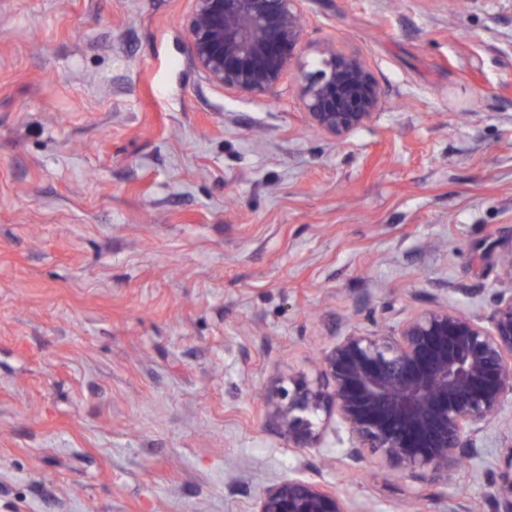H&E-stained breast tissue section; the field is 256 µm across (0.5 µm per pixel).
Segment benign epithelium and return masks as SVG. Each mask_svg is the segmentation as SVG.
Segmentation results:
<instances>
[{
    "label": "benign epithelium",
    "instance_id": "benign-epithelium-1",
    "mask_svg": "<svg viewBox=\"0 0 512 512\" xmlns=\"http://www.w3.org/2000/svg\"><path fill=\"white\" fill-rule=\"evenodd\" d=\"M301 0H192L186 47L195 66L226 92L273 95L301 47ZM315 68L297 76L310 126L341 142L371 125L381 91L366 60L329 45ZM506 278L486 317L434 302L381 331L355 329L318 356L316 380L298 376L269 391L267 416L294 452L327 447L344 428L341 462L357 470L373 460L416 483L453 482L482 458L492 425L512 426V247ZM502 482L478 499L453 494L448 512H512V434ZM255 512H352L347 500L299 470L265 489Z\"/></svg>",
    "mask_w": 512,
    "mask_h": 512
}]
</instances>
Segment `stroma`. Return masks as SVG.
<instances>
[{
	"mask_svg": "<svg viewBox=\"0 0 512 512\" xmlns=\"http://www.w3.org/2000/svg\"><path fill=\"white\" fill-rule=\"evenodd\" d=\"M191 0H0V512H254L303 466L353 512H448L305 458L264 395L432 302L488 315L512 246V0H303L382 90L343 143L297 83L214 86ZM499 429L457 476L498 480Z\"/></svg>",
	"mask_w": 512,
	"mask_h": 512,
	"instance_id": "35a3bbf8",
	"label": "stroma"
}]
</instances>
